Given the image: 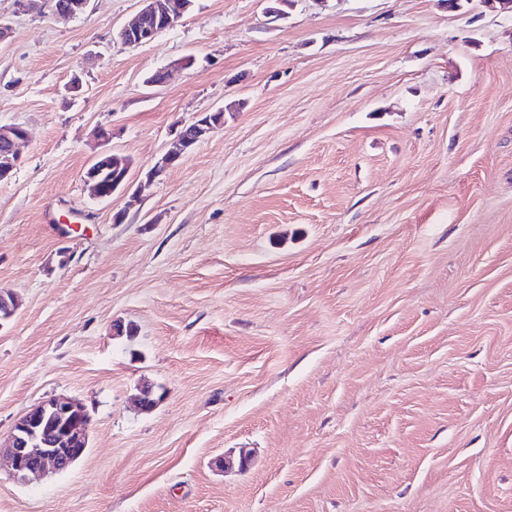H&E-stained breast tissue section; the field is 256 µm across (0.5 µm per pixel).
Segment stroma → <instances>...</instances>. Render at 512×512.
Segmentation results:
<instances>
[{"instance_id": "35a3bbf8", "label": "stroma", "mask_w": 512, "mask_h": 512, "mask_svg": "<svg viewBox=\"0 0 512 512\" xmlns=\"http://www.w3.org/2000/svg\"><path fill=\"white\" fill-rule=\"evenodd\" d=\"M140 7L0 0V126L29 132L0 182V443L51 397L92 418L67 471L0 466V512H512V10L193 0L129 47ZM106 149L134 208L84 183ZM206 114L197 115L189 122L181 124L182 129L177 127L174 131H171L165 152L148 169L146 172L147 179L154 180L158 178L168 167L181 161L189 151L223 125V120L218 123H211L210 118L203 119ZM101 159L107 161L108 164L111 166L110 167L111 169L120 170L121 168H123V169H125V173H124V176L118 182H116L114 184V186H112L111 192L108 195H104L101 192L100 183L98 180V175L100 172H98V173H94V171L87 172L86 175L84 176V181L90 187L92 195L96 199L105 200V199L112 197V194L118 190H126L127 191L130 186L129 178H128L130 163H129L128 158L121 154L114 153L111 150H105V151L101 152L100 154H98V156L96 157L94 162L101 160Z\"/></svg>"}]
</instances>
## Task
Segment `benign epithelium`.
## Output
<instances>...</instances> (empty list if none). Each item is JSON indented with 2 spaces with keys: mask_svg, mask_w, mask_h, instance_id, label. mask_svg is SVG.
<instances>
[{
  "mask_svg": "<svg viewBox=\"0 0 512 512\" xmlns=\"http://www.w3.org/2000/svg\"><path fill=\"white\" fill-rule=\"evenodd\" d=\"M91 0H69L53 9L62 17H74L86 11ZM142 7L117 33L127 46H139L153 41L172 28L192 6V0H141ZM204 115H197L170 133L165 152L148 169L146 178L154 180L170 166L181 161L195 146L220 128ZM28 137L19 125L0 128V178L8 176L20 161L19 146ZM18 309L16 297L0 290V325ZM91 417L78 401L53 397L39 404L37 412L19 417L10 434L8 448L9 474L17 481H27L35 475L55 474L68 469L84 456Z\"/></svg>",
  "mask_w": 512,
  "mask_h": 512,
  "instance_id": "1",
  "label": "benign epithelium"
}]
</instances>
